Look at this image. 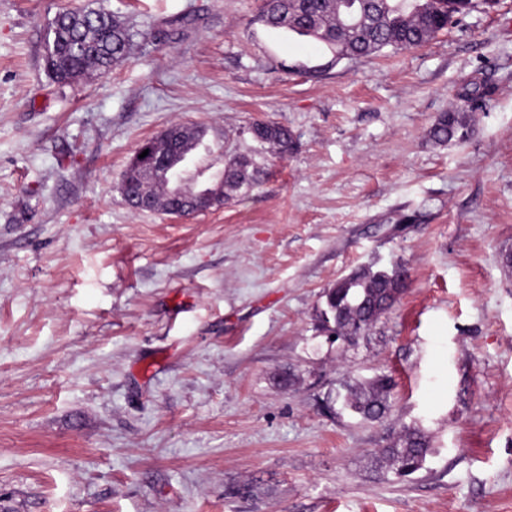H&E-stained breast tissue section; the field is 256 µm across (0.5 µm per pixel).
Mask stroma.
Wrapping results in <instances>:
<instances>
[{
  "instance_id": "obj_1",
  "label": "stroma",
  "mask_w": 512,
  "mask_h": 512,
  "mask_svg": "<svg viewBox=\"0 0 512 512\" xmlns=\"http://www.w3.org/2000/svg\"><path fill=\"white\" fill-rule=\"evenodd\" d=\"M78 2L0 0V512H512V0L334 66L261 0H95L139 36L62 89L43 33ZM476 85L471 138L431 142ZM174 123L208 130L197 187L229 154L262 185L132 209L126 169ZM395 263L399 303L331 340L324 289ZM381 375L382 419L326 406ZM413 429L401 477L380 451ZM249 132L254 141L267 146L273 154L283 156L293 149V134L281 124L273 121H254ZM429 446L419 430H412L405 435L404 443L384 448V458L390 468L400 476H408L422 468Z\"/></svg>"
}]
</instances>
